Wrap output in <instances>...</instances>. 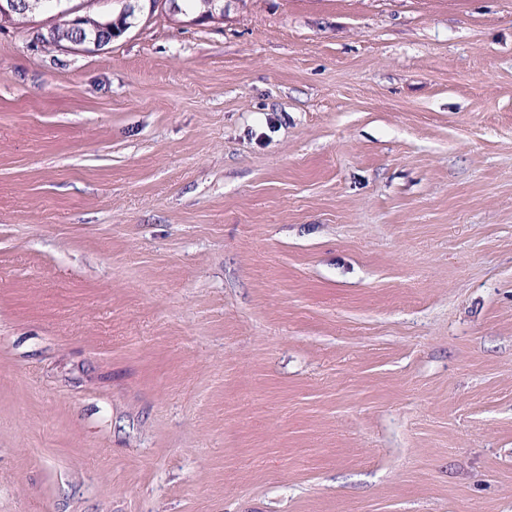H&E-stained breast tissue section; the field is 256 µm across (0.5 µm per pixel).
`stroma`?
I'll return each mask as SVG.
<instances>
[{
  "mask_svg": "<svg viewBox=\"0 0 512 512\" xmlns=\"http://www.w3.org/2000/svg\"><path fill=\"white\" fill-rule=\"evenodd\" d=\"M0 25V512H512V0ZM83 18L82 20V33L86 36L98 35L99 38L107 40V44L112 42L113 39L120 37V29L127 30L128 16L123 14H118L116 17H113L112 28L110 30L101 29L100 23L103 22L93 16L90 15H79ZM79 16H75L71 19L72 25H78L81 18Z\"/></svg>",
  "mask_w": 512,
  "mask_h": 512,
  "instance_id": "35a3bbf8",
  "label": "stroma"
}]
</instances>
